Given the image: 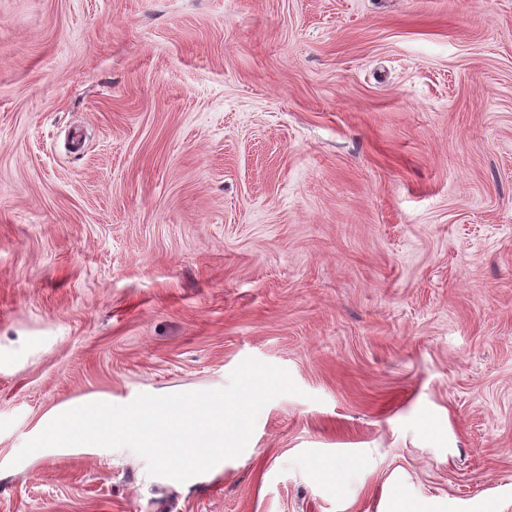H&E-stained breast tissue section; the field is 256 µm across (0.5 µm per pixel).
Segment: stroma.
Segmentation results:
<instances>
[{"label":"stroma","instance_id":"stroma-1","mask_svg":"<svg viewBox=\"0 0 512 512\" xmlns=\"http://www.w3.org/2000/svg\"><path fill=\"white\" fill-rule=\"evenodd\" d=\"M299 392L180 485L7 465L54 406ZM512 512V0H0V512Z\"/></svg>","mask_w":512,"mask_h":512}]
</instances>
